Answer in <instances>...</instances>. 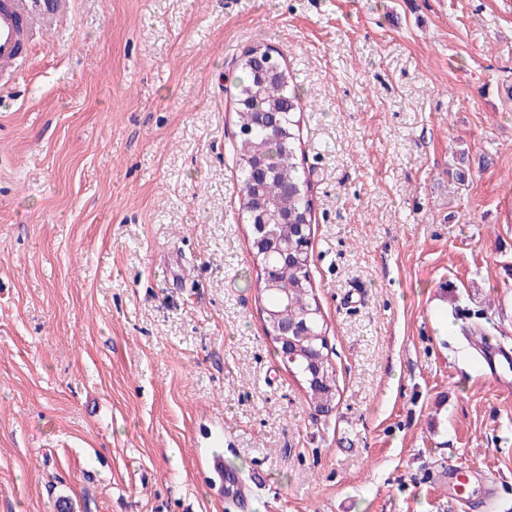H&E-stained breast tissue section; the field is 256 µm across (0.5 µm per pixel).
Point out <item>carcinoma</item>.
<instances>
[{
  "mask_svg": "<svg viewBox=\"0 0 512 512\" xmlns=\"http://www.w3.org/2000/svg\"><path fill=\"white\" fill-rule=\"evenodd\" d=\"M303 96L291 87L287 66L265 44L250 46L239 60V76L235 85L234 105L237 125L250 128V135L239 139L236 164L241 174L242 209L248 224L255 223L251 212L253 187V153L261 150L268 166L265 193L269 208L279 203L288 209L296 224L312 223V204L307 194L308 184L299 172L296 160L298 129L295 116L302 111ZM301 267L288 271L276 268L265 256L254 257L264 271L271 270L275 288H260V299L269 309L283 307L288 316L307 318L312 338L302 340V346L322 355V374L327 383L308 388V393L320 412L331 410L336 399L337 385L333 366L325 354L326 342L319 308L312 304V289L308 269V251L302 253Z\"/></svg>",
  "mask_w": 512,
  "mask_h": 512,
  "instance_id": "1",
  "label": "carcinoma"
}]
</instances>
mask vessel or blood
Listing matches in <instances>:
<instances>
[{"label": "vessel or blood", "mask_w": 512, "mask_h": 512, "mask_svg": "<svg viewBox=\"0 0 512 512\" xmlns=\"http://www.w3.org/2000/svg\"><path fill=\"white\" fill-rule=\"evenodd\" d=\"M68 7L69 0H0V89L28 64L33 23L56 25Z\"/></svg>", "instance_id": "1"}]
</instances>
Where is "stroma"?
Here are the masks:
<instances>
[{"mask_svg":"<svg viewBox=\"0 0 512 512\" xmlns=\"http://www.w3.org/2000/svg\"><path fill=\"white\" fill-rule=\"evenodd\" d=\"M256 42L309 103L328 413L239 215ZM502 347L512 0H72L0 92V512H470L451 467L512 512Z\"/></svg>","mask_w":512,"mask_h":512,"instance_id":"1","label":"stroma"}]
</instances>
